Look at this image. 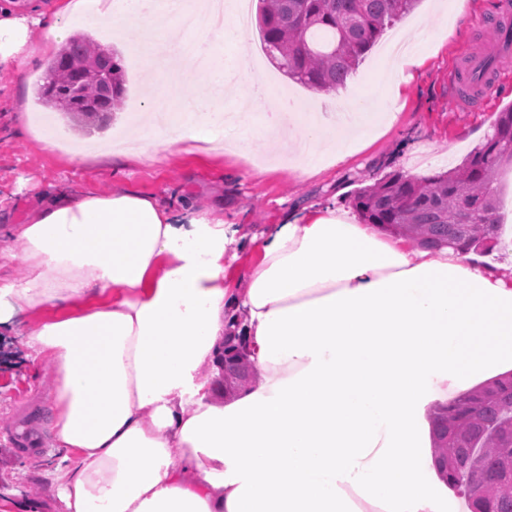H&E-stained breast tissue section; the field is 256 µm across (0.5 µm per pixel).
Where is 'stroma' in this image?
I'll use <instances>...</instances> for the list:
<instances>
[{
	"label": "stroma",
	"instance_id": "35a3bbf8",
	"mask_svg": "<svg viewBox=\"0 0 512 512\" xmlns=\"http://www.w3.org/2000/svg\"><path fill=\"white\" fill-rule=\"evenodd\" d=\"M504 9L505 0H468L467 18L454 29L437 0H422L413 13L384 32L339 90L321 92L281 78L284 94L305 101L308 111L333 114L341 103L362 99L374 116L382 112L389 95L383 51L392 37L412 32L415 52L422 58L402 86L391 130L344 163L322 162L309 178L288 168L287 156L297 153L303 137L299 131L284 150L257 134L241 141L239 148L220 153L207 151L202 142L182 143L159 162L139 160L126 151L107 152L113 133L131 138L132 118L146 105L145 73L137 53L107 25L95 22L84 27V34L121 56L128 86L111 128L86 138L42 103H28L26 91L40 86L51 56L40 48V34H33L35 53L16 62L23 82L0 73V249L17 256L10 267L0 270V279L26 277V267L18 259L24 245L9 229L24 223L50 186L67 193L135 190L172 203L190 198L204 206L223 201L225 221L244 226L246 232L235 250L251 256L254 235L279 223L294 208L331 199L348 208L357 188L390 173L424 177L458 166L484 141L495 113L512 104V56L496 59L494 78L479 97L463 104L453 94L463 79L467 53L494 46L495 22ZM48 134L54 137V147L42 141ZM78 147L89 151L79 165L71 160ZM10 343L13 355L0 359V494L10 493L18 505L16 512H58L44 477L47 463L61 460L50 431L53 384L46 376L53 367L45 360L32 361L18 337H11Z\"/></svg>",
	"mask_w": 512,
	"mask_h": 512
}]
</instances>
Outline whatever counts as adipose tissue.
I'll return each instance as SVG.
<instances>
[{"label": "adipose tissue", "mask_w": 512, "mask_h": 512, "mask_svg": "<svg viewBox=\"0 0 512 512\" xmlns=\"http://www.w3.org/2000/svg\"><path fill=\"white\" fill-rule=\"evenodd\" d=\"M187 6V40L216 75L194 112L231 94L230 69L263 109L246 52L214 56L212 37L241 33L213 31L208 0H57L46 16L0 5V69L32 54L30 26L56 45L93 17L143 56L156 102L196 74L172 79L151 51L158 17L181 23ZM351 112L326 126L282 101L262 127L283 147L305 128L309 150L288 166L306 176L308 154L344 161L396 119L367 125L361 101ZM137 122L150 158L211 139L153 127L148 112ZM16 235L27 276L0 285V336L37 316L23 345L55 369L53 430L71 463L51 480L65 512H436L430 407L512 376V278L332 202L292 210L243 263L223 209L131 190L45 191ZM50 305L62 314L42 318ZM234 332L256 382L219 406L201 370Z\"/></svg>", "instance_id": "ef3b65f1"}]
</instances>
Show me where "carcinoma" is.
Instances as JSON below:
<instances>
[{
  "label": "carcinoma",
  "instance_id": "carcinoma-1",
  "mask_svg": "<svg viewBox=\"0 0 512 512\" xmlns=\"http://www.w3.org/2000/svg\"><path fill=\"white\" fill-rule=\"evenodd\" d=\"M259 28L270 58L292 81L319 91L345 84L384 30L413 11L418 0H259ZM121 58L90 36L71 39L53 56L41 100L65 114L74 129L99 130L124 101ZM512 164V105L495 113L492 132L454 171L413 178L391 174L359 188L353 206L361 223L427 249L453 247L483 254L498 243L497 176ZM234 364L224 373L232 395L253 374L249 355L229 345ZM432 455L440 479L484 512H512V377L479 388L458 406L438 408ZM496 483L476 478L489 464Z\"/></svg>",
  "mask_w": 512,
  "mask_h": 512
}]
</instances>
